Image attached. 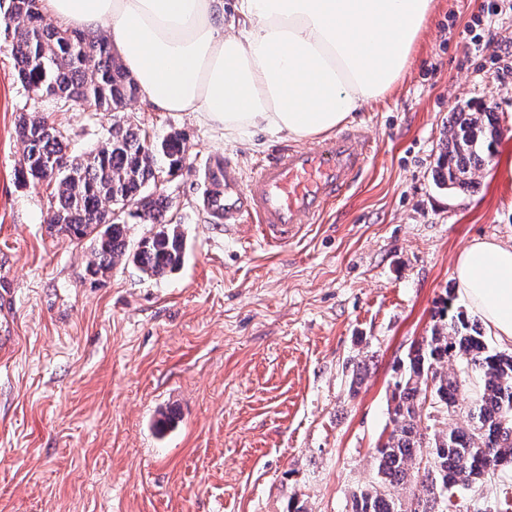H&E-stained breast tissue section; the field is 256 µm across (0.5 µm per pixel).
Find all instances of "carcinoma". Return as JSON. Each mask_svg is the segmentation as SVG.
<instances>
[{
    "label": "carcinoma",
    "instance_id": "carcinoma-1",
    "mask_svg": "<svg viewBox=\"0 0 512 512\" xmlns=\"http://www.w3.org/2000/svg\"><path fill=\"white\" fill-rule=\"evenodd\" d=\"M41 3L11 0L3 17L14 32L10 53L19 80L65 111H125L139 87L107 39L45 22ZM16 134L24 145L18 180L33 183L38 176L52 188L49 223L57 232L76 242L92 237V273H106L126 255L125 213L157 226L132 253L134 264L154 278L181 265L184 235L180 225L169 222V196L157 188L161 175L184 166L180 133L150 142L140 128L114 124L101 145L80 155L67 151L68 136L47 116L21 117ZM500 139L497 117L487 108L451 113L437 160L439 185L461 192L472 188L473 175L490 163ZM451 305L448 296L434 315L430 336L414 345L400 366L393 430L373 458L379 482L353 496L351 512H444L449 489L474 485L497 467L512 465V354L492 348L479 324L462 311L450 313ZM469 384L474 395L463 404L459 396ZM439 409L465 413L466 424L424 435L422 416ZM423 454L430 465L411 470ZM413 482L423 496L408 508L392 490Z\"/></svg>",
    "mask_w": 512,
    "mask_h": 512
}]
</instances>
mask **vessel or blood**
Instances as JSON below:
<instances>
[{"label": "vessel or blood", "instance_id": "b4317fda", "mask_svg": "<svg viewBox=\"0 0 512 512\" xmlns=\"http://www.w3.org/2000/svg\"><path fill=\"white\" fill-rule=\"evenodd\" d=\"M371 148L365 129L347 128L312 147L277 150L246 179L232 162L214 157L204 210L225 229L249 221L265 241L288 244L306 221L321 217L352 186Z\"/></svg>", "mask_w": 512, "mask_h": 512}]
</instances>
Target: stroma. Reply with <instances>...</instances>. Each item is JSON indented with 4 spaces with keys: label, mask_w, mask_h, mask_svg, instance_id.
Wrapping results in <instances>:
<instances>
[{
    "label": "stroma",
    "mask_w": 512,
    "mask_h": 512,
    "mask_svg": "<svg viewBox=\"0 0 512 512\" xmlns=\"http://www.w3.org/2000/svg\"><path fill=\"white\" fill-rule=\"evenodd\" d=\"M481 2L434 0L402 79L355 115L375 140L366 170L283 246L211 223L201 185L211 157L248 177L285 139L226 142L196 113L131 102L124 123L184 136L186 163L161 187L185 256L159 279L129 259L93 274L90 241L50 230L49 188L18 183L20 115L88 149L117 118L34 98L0 21V318L15 334L0 352V512H351L458 254L512 244V0L476 52ZM477 102L503 135L473 191L452 194L432 169L449 112ZM462 503L505 512L512 466Z\"/></svg>",
    "instance_id": "obj_1"
}]
</instances>
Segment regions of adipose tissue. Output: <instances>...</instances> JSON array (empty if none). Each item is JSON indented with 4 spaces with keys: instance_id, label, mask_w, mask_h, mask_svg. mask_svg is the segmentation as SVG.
<instances>
[{
    "instance_id": "ef3b65f1",
    "label": "adipose tissue",
    "mask_w": 512,
    "mask_h": 512,
    "mask_svg": "<svg viewBox=\"0 0 512 512\" xmlns=\"http://www.w3.org/2000/svg\"><path fill=\"white\" fill-rule=\"evenodd\" d=\"M434 0H44L60 24L105 30L143 98L233 140H306L382 97L406 71ZM460 294L512 344V246L458 256Z\"/></svg>"
}]
</instances>
